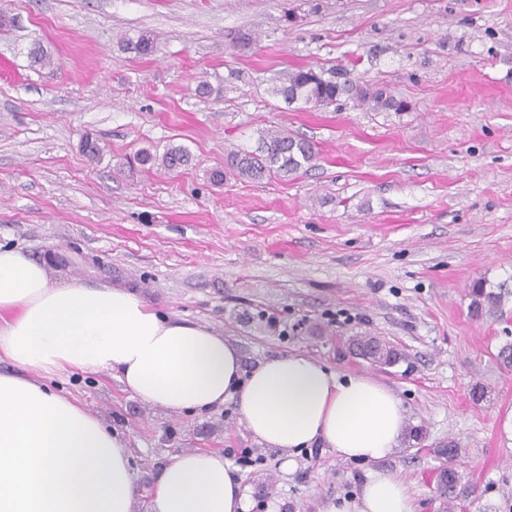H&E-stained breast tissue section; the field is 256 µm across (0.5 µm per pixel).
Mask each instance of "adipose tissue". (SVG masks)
Returning a JSON list of instances; mask_svg holds the SVG:
<instances>
[{"instance_id": "obj_1", "label": "adipose tissue", "mask_w": 512, "mask_h": 512, "mask_svg": "<svg viewBox=\"0 0 512 512\" xmlns=\"http://www.w3.org/2000/svg\"><path fill=\"white\" fill-rule=\"evenodd\" d=\"M0 512H136L141 496L122 436L42 383L69 369L116 374L143 402L206 414L233 401L258 442L295 452L319 445L379 460L400 444L395 392L365 375L340 378L320 361L279 354L244 372L239 350L206 324L164 318L140 294L53 279L47 262L0 248ZM151 512H246L242 478L222 454L163 465ZM328 512H413L392 476L365 481Z\"/></svg>"}]
</instances>
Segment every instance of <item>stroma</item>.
Segmentation results:
<instances>
[{
    "mask_svg": "<svg viewBox=\"0 0 512 512\" xmlns=\"http://www.w3.org/2000/svg\"><path fill=\"white\" fill-rule=\"evenodd\" d=\"M0 13L13 19L0 29V246L47 261L59 282L127 288L212 326L244 370L300 352L402 400L400 447L365 462L268 448L230 403L172 413L106 372L55 379L124 434L143 489L176 455L248 448L247 512H325L377 475L402 480L414 512H446L439 451L452 443L476 489L455 512H512V0H0ZM142 32L153 56L121 50ZM36 39L51 65H32ZM297 67L407 108L285 104L271 89ZM201 80L211 96L196 95ZM273 127L312 143L313 167L211 181ZM173 145L190 166H127ZM478 280L506 293L483 319L469 313ZM354 336L404 357H353Z\"/></svg>",
    "mask_w": 512,
    "mask_h": 512,
    "instance_id": "stroma-1",
    "label": "stroma"
}]
</instances>
